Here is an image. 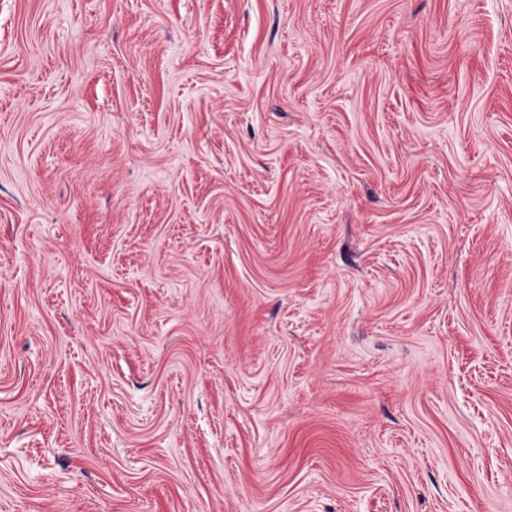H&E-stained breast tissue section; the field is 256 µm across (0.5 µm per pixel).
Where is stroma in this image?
<instances>
[{
	"mask_svg": "<svg viewBox=\"0 0 512 512\" xmlns=\"http://www.w3.org/2000/svg\"><path fill=\"white\" fill-rule=\"evenodd\" d=\"M0 512H512V0H0Z\"/></svg>",
	"mask_w": 512,
	"mask_h": 512,
	"instance_id": "obj_1",
	"label": "stroma"
}]
</instances>
